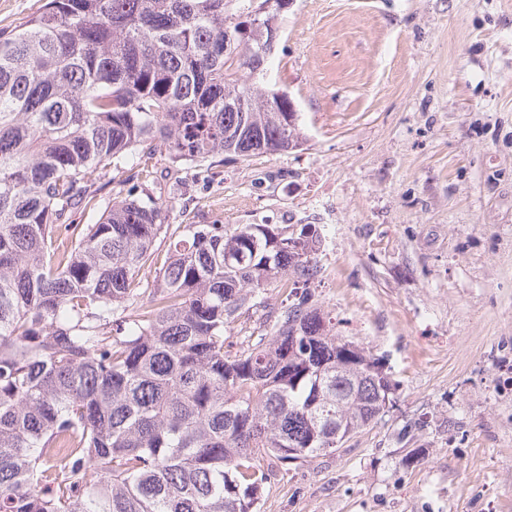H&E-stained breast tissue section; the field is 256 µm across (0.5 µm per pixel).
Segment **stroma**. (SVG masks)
Instances as JSON below:
<instances>
[{
  "label": "stroma",
  "instance_id": "35a3bbf8",
  "mask_svg": "<svg viewBox=\"0 0 512 512\" xmlns=\"http://www.w3.org/2000/svg\"><path fill=\"white\" fill-rule=\"evenodd\" d=\"M277 24L266 82L302 146L133 157L100 203L149 191L173 224L321 235L314 301L393 401L271 469L259 512H512V0H286ZM287 294L268 285L225 336L269 333Z\"/></svg>",
  "mask_w": 512,
  "mask_h": 512
}]
</instances>
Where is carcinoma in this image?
<instances>
[{"instance_id":"obj_1","label":"carcinoma","mask_w":512,"mask_h":512,"mask_svg":"<svg viewBox=\"0 0 512 512\" xmlns=\"http://www.w3.org/2000/svg\"><path fill=\"white\" fill-rule=\"evenodd\" d=\"M251 6L45 0L0 34V512H257L259 457L332 453L391 399L309 292L314 225L170 224L150 192L69 223L135 153L284 148L260 86L210 52L242 19L260 55L283 0ZM280 278L273 331L229 349L224 324Z\"/></svg>"}]
</instances>
